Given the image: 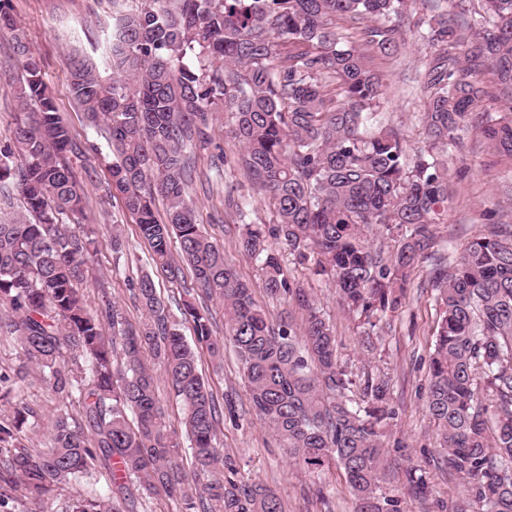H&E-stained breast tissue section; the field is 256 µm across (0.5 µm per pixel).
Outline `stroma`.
<instances>
[{"label": "stroma", "instance_id": "35a3bbf8", "mask_svg": "<svg viewBox=\"0 0 512 512\" xmlns=\"http://www.w3.org/2000/svg\"><path fill=\"white\" fill-rule=\"evenodd\" d=\"M141 0H12L13 12L32 48L44 63V79L52 90L61 114L80 148L69 155L85 186L89 223L107 226L87 269L84 290L89 308L111 301L130 322L143 320L129 289L145 274L152 275L167 304L171 321L180 323L187 342L195 337L190 322L182 315L183 287L155 270L147 245L136 224L122 208L106 170L111 160L103 127L90 125L72 100L67 74V57L77 53L95 63L103 76H111L108 51L118 18L140 6ZM428 0H417L402 27L403 42L397 54L372 55L371 65L383 77L384 94L378 110L389 123L401 128L408 148L426 142L422 115L428 100L423 73L432 49L417 34L416 24L430 16ZM19 63L12 50V35L0 32V143L10 136L15 112L13 79ZM237 144L224 132H216L208 149L197 152L195 166L200 180L188 192L209 236L224 246V258L264 299L262 275L257 263L238 248V227L232 209L224 203L226 185L239 182V172L218 166L219 157L234 158ZM448 178L452 199L434 225L437 248L446 257L458 256L467 241L484 233L490 225L512 231V159L492 154L475 127L464 135L460 151L448 156ZM120 235L123 246L113 251L112 237ZM430 263H422L411 275L403 307L387 324L365 335L358 321L343 311L334 289L324 281L298 270L336 330L337 355L352 373L351 396L361 399L366 378H388L396 417L386 429L390 475L384 484L388 496L397 499L400 512H477L465 483L445 461L440 449V432L426 411L429 358L436 321L434 288L429 283ZM202 373L221 405L227 406L218 428V438L234 459L239 475L261 483L284 501L287 512H353L354 504L339 468L320 477L305 473L278 448L271 432L256 419L244 383L239 361L232 347H225L222 360L203 359ZM28 406L31 415L20 434L23 444L44 447L47 428L60 412L79 416L78 396L59 397L30 369L7 397L0 398V423L10 424L13 410ZM421 470L423 485L410 483L411 470ZM110 483L108 470L50 492L42 505L28 503L21 491H13L0 512H70L75 496L106 498Z\"/></svg>", "mask_w": 512, "mask_h": 512}]
</instances>
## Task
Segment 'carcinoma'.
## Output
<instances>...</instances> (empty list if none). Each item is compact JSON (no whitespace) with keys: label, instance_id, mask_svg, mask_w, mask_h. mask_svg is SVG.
<instances>
[{"label":"carcinoma","instance_id":"cac0c4a2","mask_svg":"<svg viewBox=\"0 0 512 512\" xmlns=\"http://www.w3.org/2000/svg\"><path fill=\"white\" fill-rule=\"evenodd\" d=\"M481 2L465 26L445 13L421 22L431 47L465 45L464 66L441 53L429 62L427 142L412 154L399 128L376 119L383 83L369 65L371 52H397L411 0H144L118 20L112 77L81 57L68 62L72 97L92 123L108 122L112 184L153 263L184 279L170 250L177 239L192 273L187 292L224 305L218 338L209 307L184 303L200 347L214 359L226 344L235 349L256 418L305 472L342 469L355 512H399L383 492L382 428L396 415L388 381L368 378L361 403L349 396L354 381L337 359L334 326L282 252L323 277L367 335L402 308L415 264L433 257L432 224L448 202L438 154L461 146L460 132L489 97L487 73L510 106L487 116L483 133L512 157V0ZM338 20L358 30L362 45L338 36ZM4 29L21 75L0 183L13 180L33 221L0 219V329L53 392H79L83 414L58 415L42 449L12 442L27 408L15 411L13 427L0 425V498L20 487L39 504L53 487L103 466L108 500L79 498L72 512H126L131 477L148 495L192 492L201 512H286L269 487L236 479L217 440L224 411L154 280L144 275L134 288L146 312L136 324L110 305L88 309L80 285L98 229L87 223L83 183L65 160L77 146L11 0H0ZM332 81L336 92L327 90ZM222 112L231 115L225 134L241 146L237 167L273 214L258 223L245 196L227 200L240 252L259 264L268 297L306 311L300 327L274 322L208 237L188 194L190 155L211 144ZM373 228L400 239L390 259L372 248ZM431 280L439 319L426 411L479 512H512V239L490 228L452 265H435ZM65 349L88 360L87 383L75 385L61 364ZM146 349L184 407L189 472L172 460L179 443L158 406Z\"/></svg>","mask_w":512,"mask_h":512}]
</instances>
